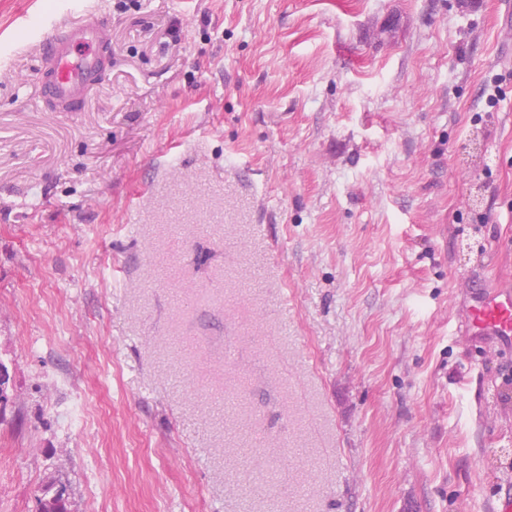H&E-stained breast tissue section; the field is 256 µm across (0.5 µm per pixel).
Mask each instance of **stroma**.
Instances as JSON below:
<instances>
[{
  "instance_id": "stroma-1",
  "label": "stroma",
  "mask_w": 512,
  "mask_h": 512,
  "mask_svg": "<svg viewBox=\"0 0 512 512\" xmlns=\"http://www.w3.org/2000/svg\"><path fill=\"white\" fill-rule=\"evenodd\" d=\"M95 2L56 112L61 0H0V512H490L512 353L455 328L512 285V0ZM74 15L73 19L69 17ZM63 22L49 20L38 33L42 94L58 112H79L82 102L112 63L109 30L91 4L67 7ZM90 417V405L77 395L74 402L62 414L61 420L68 430L79 431L88 425Z\"/></svg>"
}]
</instances>
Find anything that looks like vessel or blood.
Instances as JSON below:
<instances>
[{
  "instance_id": "vessel-or-blood-1",
  "label": "vessel or blood",
  "mask_w": 512,
  "mask_h": 512,
  "mask_svg": "<svg viewBox=\"0 0 512 512\" xmlns=\"http://www.w3.org/2000/svg\"><path fill=\"white\" fill-rule=\"evenodd\" d=\"M66 20L49 21L38 35L43 95L59 111H79L90 90L112 63L108 29L92 4L66 8ZM461 333L472 345L512 348V291L474 286Z\"/></svg>"
}]
</instances>
